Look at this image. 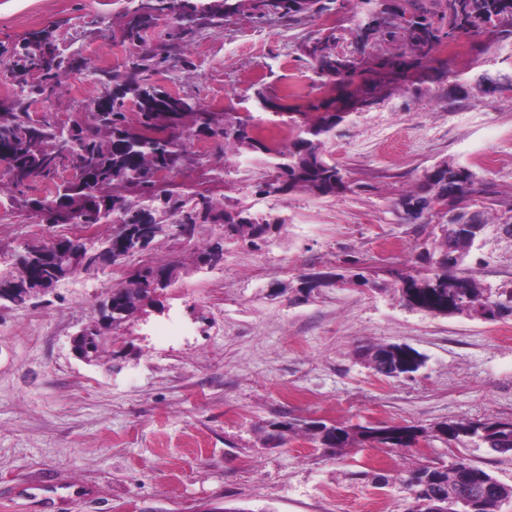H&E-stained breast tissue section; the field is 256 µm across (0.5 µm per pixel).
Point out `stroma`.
Masks as SVG:
<instances>
[{"label":"stroma","mask_w":512,"mask_h":512,"mask_svg":"<svg viewBox=\"0 0 512 512\" xmlns=\"http://www.w3.org/2000/svg\"><path fill=\"white\" fill-rule=\"evenodd\" d=\"M126 0H0V100L19 90L16 53L50 32L67 72L48 97L28 94L32 114L65 121L150 49L152 83L210 112L260 116L257 92L284 105L339 96L319 83L305 51L336 34L352 52L354 0L318 18L297 15L198 24L180 32L160 21L141 42L115 35ZM424 80L386 89L381 103L351 113L326 140V159L347 190L262 195L265 156H225L222 142L194 133L198 173L225 195L284 227L256 251L226 245L220 263L198 269L191 241L164 240L152 262L176 264L178 280L112 334L98 363L75 358L70 338L95 316L116 280L140 257L63 282L21 308L0 309V512H405L404 462L450 464L441 439L407 455L387 448L325 452L305 434L270 442L271 423L433 426L512 418V315L486 322L405 307L396 276L419 271L417 255L441 223L411 224L399 199L424 172L450 161L473 170L481 191L468 201L486 219L464 260L484 287L512 288V91L488 95L482 73L512 76V38L482 34L453 56L434 55ZM17 208L0 213V270L27 245L79 233ZM360 268L366 286L300 291L301 277ZM287 294H279V287ZM361 344H401L423 358L414 374L388 378L357 356ZM386 475L388 484L377 482Z\"/></svg>","instance_id":"obj_1"}]
</instances>
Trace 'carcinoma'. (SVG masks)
Wrapping results in <instances>:
<instances>
[{
  "mask_svg": "<svg viewBox=\"0 0 512 512\" xmlns=\"http://www.w3.org/2000/svg\"><path fill=\"white\" fill-rule=\"evenodd\" d=\"M146 0L129 7L126 22L119 29L120 37L129 42L141 39V31L157 20L145 11ZM371 0H356L351 31L362 49L371 52L358 60L339 58L336 51L315 40L307 47L313 68L321 84L336 81L353 87L355 79L380 70L403 77L406 68L424 66L430 52L444 43L483 33L488 28L502 38L512 36V0H446V27L433 25L424 15L405 24L400 7L389 6L373 14ZM192 12H200L209 24L220 25L224 15L232 10L242 15L254 16L279 14L292 17L306 14L316 18L328 10L324 0H187ZM403 30L405 44L386 50L378 46L379 38L392 35L393 30ZM147 57L132 63L121 79L115 80L105 90L112 91V108L102 113L97 121L78 128L72 144L60 142L56 125L46 120L35 128L30 124L28 103L17 94L4 103L0 111V152L11 154L22 162L27 173L18 178L10 177L4 184L10 188L12 199L23 198L35 211L50 208L52 197L61 191L56 182L58 169L92 163L95 166L94 182L75 187L68 198L85 209V223L101 222L92 212L97 198L112 199V205L124 213L123 223L113 224L108 238L123 240V254H129L132 235L129 228L149 224L153 234L149 243L174 237L172 225L188 222L191 234L205 224L219 227V236L207 246L196 251V257L221 255L226 240L243 241L259 249L268 244L282 225L250 212V208L224 196L217 199L202 196L198 199L176 194L157 209L144 213L140 203L125 196V177L132 170L150 171L153 168L176 166L168 144L182 138L188 125L199 124V113L182 112L177 120L166 124L167 114L161 111L162 90L148 82L145 64ZM63 61L55 54L53 43L47 36H37L32 45L25 47L20 76L34 70L40 75L38 91L53 92L61 81ZM381 82L371 81L363 89L353 87L344 100H336L323 107L311 106L316 115L302 113L303 121L298 133L282 148L271 149L254 135L258 126L245 119L224 113V124L215 135L224 139V150L239 154L243 150L264 148L274 153L268 162L269 171L258 185V193L286 194L296 189H308L320 196H332L347 189L341 169L327 161L322 152L325 139L342 123L349 113L346 108L355 101H364L380 88ZM135 105V117L127 119V104ZM448 173L460 176L456 183L432 179L418 190L403 196L407 201L418 200L431 193L438 196L459 195L471 197L479 193L475 174L467 167L449 162L441 163ZM47 185L43 196H26L24 188L34 181ZM439 241L433 249L424 250L419 258L429 269L426 275L405 273L399 276L398 292L408 306L435 314L466 313L483 320H494L512 314V289L497 294L482 287L474 278L459 271L466 252L474 244L476 233L464 237L448 224L439 226ZM367 284L362 274L347 277L340 273H319L302 276L300 290L311 293L318 288H346L354 284ZM122 296L112 299V310L133 316L146 311L153 299L146 278L120 283ZM361 355L366 357L374 370L383 376L395 377L415 372L421 365L419 355L409 347L394 344L364 346ZM271 439L277 443L288 441V434L303 431L323 448L337 452L357 445L393 448L406 451L418 445L419 440L433 433L449 445H466L474 440L499 453L512 452V419H487L484 421L440 422L431 429L415 425H344L324 421L303 424L276 422L271 424ZM401 482L408 492L406 512H499L500 504L512 499V486L500 483L483 468L473 464L459 453L448 466L421 464L405 471Z\"/></svg>",
  "mask_w": 512,
  "mask_h": 512,
  "instance_id": "1",
  "label": "carcinoma"
}]
</instances>
